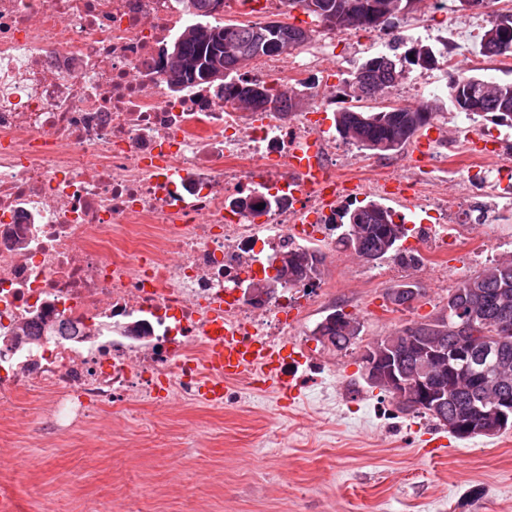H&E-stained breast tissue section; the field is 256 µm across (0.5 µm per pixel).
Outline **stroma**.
Returning <instances> with one entry per match:
<instances>
[{"instance_id":"stroma-1","label":"stroma","mask_w":512,"mask_h":512,"mask_svg":"<svg viewBox=\"0 0 512 512\" xmlns=\"http://www.w3.org/2000/svg\"><path fill=\"white\" fill-rule=\"evenodd\" d=\"M492 14L449 0L446 15L414 10L394 24L421 21L418 39L439 54L455 49L460 74L511 82L512 69L480 57L479 37L463 30L471 17ZM320 38L338 95L322 107L329 127L352 103L351 73L377 50L364 31ZM431 102L436 124L474 133L466 147L443 146L449 173L425 172L436 191L451 192L469 211L492 207L486 223L473 226L472 243L415 266L334 254L321 269L324 295L300 316L297 340L283 346L284 356L312 358L295 401L231 383L223 408L176 399L165 413L113 415L103 433L75 426L49 446L0 426V445L21 461L17 468L0 462V488L12 492L16 512H119L129 500L138 512H512V432L455 439L429 418L399 411L367 384L359 362L360 345L438 312L450 287L512 253V209L497 201L496 170L479 176V194L467 173L491 153L512 157V127L487 116L461 122L443 89ZM405 281L421 295L412 307L392 310L386 294ZM335 308L360 319L357 347L336 351L313 336Z\"/></svg>"}]
</instances>
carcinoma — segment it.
I'll return each mask as SVG.
<instances>
[{"label":"carcinoma","instance_id":"1","mask_svg":"<svg viewBox=\"0 0 512 512\" xmlns=\"http://www.w3.org/2000/svg\"><path fill=\"white\" fill-rule=\"evenodd\" d=\"M416 0H287L288 8H300L310 18V26L292 23L194 24L186 28L173 47L178 55L193 63L192 70L177 78H168L171 90L176 91L190 83L213 85L209 81L212 69L219 68L224 78L218 81V91L234 99L240 107L249 110H277L288 112L293 108L294 96L266 90L263 97L253 94L254 82L238 77L240 69L263 55L270 41L288 45L294 51L308 42L313 28L331 33H344L352 29L376 31L382 29L380 19H390L409 10ZM412 43L404 58L379 54L364 60L347 80L350 97L357 101L383 99L396 83L408 77L407 66L432 69L438 59L432 47L402 33L392 39L396 45ZM479 53L489 58L512 54V12L494 16L480 41ZM448 96L459 112L468 116H486L499 119L500 123L512 126V82L459 75L450 81ZM436 112L429 103L416 107H382L378 110L345 109L337 113L335 128L339 136L377 155L398 151L411 142L415 135L433 123ZM337 228L341 233L337 239L339 249L352 252L358 259L368 262L390 258L405 265H416V255L400 249V242L407 237L403 224L394 221V212L376 202H370L353 210L346 209L340 215ZM284 267L288 268L287 284H309L319 279L324 255L317 250H288L280 254ZM448 301L453 304L448 322H436L427 330H418L421 336H435L448 348L466 345L480 349L485 340L496 344L502 355L512 366V333L500 337L498 325L509 317L512 319V257L497 260L491 266L468 277L448 292ZM477 307L485 321V331L478 337L461 340L453 327L462 321V316ZM316 336L329 337L328 347L342 351L350 348L347 327L319 323ZM486 378L476 374L457 383L451 392V400L441 412L429 407H402V412L423 414L444 427L448 418L478 407L481 418H492L490 406L484 404L488 398L484 386Z\"/></svg>","mask_w":512,"mask_h":512}]
</instances>
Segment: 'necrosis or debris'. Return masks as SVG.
I'll list each match as a JSON object with an SVG mask.
<instances>
[{
    "mask_svg": "<svg viewBox=\"0 0 512 512\" xmlns=\"http://www.w3.org/2000/svg\"><path fill=\"white\" fill-rule=\"evenodd\" d=\"M182 0H0V421L40 403L52 428L196 400L214 307L285 338L314 300L291 285L253 301L271 254L332 239L336 212L292 172L294 150L336 139L312 65L266 56L267 85L307 89L314 109L243 112L222 93L171 92L169 43L194 23ZM442 251L470 220L423 187Z\"/></svg>",
    "mask_w": 512,
    "mask_h": 512,
    "instance_id": "4bbe7bcc",
    "label": "necrosis or debris"
}]
</instances>
